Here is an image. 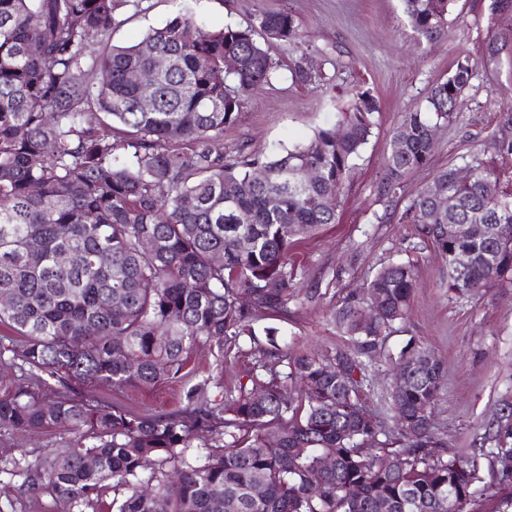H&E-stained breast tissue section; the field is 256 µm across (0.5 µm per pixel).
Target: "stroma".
Wrapping results in <instances>:
<instances>
[{
    "label": "stroma",
    "instance_id": "obj_1",
    "mask_svg": "<svg viewBox=\"0 0 512 512\" xmlns=\"http://www.w3.org/2000/svg\"><path fill=\"white\" fill-rule=\"evenodd\" d=\"M183 8L209 28L247 25L260 10L289 11L298 24L295 39L265 41L276 73L245 96L237 121L214 141L215 150L229 156L244 147L268 154L305 141L316 129L339 125L358 91H370L378 107L335 223L296 247L297 280L301 287L315 289V298L293 306L286 319L259 318L257 329L274 326L280 355H318L346 346V337L331 321L337 300L363 293L383 264L412 263L414 302L372 356L364 384L367 406L379 419L391 421L392 358L408 344L427 348L444 365L433 428L447 439L449 452L469 447L482 436L501 400H512V282L477 296L450 293L447 265L400 216L415 194L446 168L479 163L500 170L503 186L512 188V157L502 158L497 149L500 139H512V41L497 65L479 63L492 34L512 32V16H493L491 0H455L447 41L429 46L405 26L399 0H141L137 9L119 6L122 24L112 42L132 44L145 29L164 24ZM460 55L478 66L456 120L438 127L429 164L412 172L402 191L380 195L393 132L407 112L423 105L428 88L447 77ZM298 65L311 69L310 82L293 81L291 72ZM256 360L246 349L221 361L214 346L201 344L186 370L195 381L212 378L208 396L220 400L226 389L246 380ZM84 395L131 413L159 415L179 407L183 385L99 384Z\"/></svg>",
    "mask_w": 512,
    "mask_h": 512
}]
</instances>
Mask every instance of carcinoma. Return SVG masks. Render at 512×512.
I'll return each instance as SVG.
<instances>
[{
    "mask_svg": "<svg viewBox=\"0 0 512 512\" xmlns=\"http://www.w3.org/2000/svg\"><path fill=\"white\" fill-rule=\"evenodd\" d=\"M401 2L416 38L447 39L455 0ZM118 6L0 0V324L20 336L0 345V365L27 380L0 398V433L75 435L23 465L0 458V496L49 494L62 512H95L110 482L112 512H484L486 497L512 512V469L502 464L512 457V403L480 446L448 455L432 426L442 363L410 346L395 360L407 372L390 392L395 429L364 411L365 359L408 314L410 263L382 266L363 295L340 299L332 320L351 349L277 369L254 327L299 299L292 250L336 223L375 98L355 94L341 135L322 127L291 148L241 149L226 161L210 143L236 122L243 96L271 80L260 39L296 37L293 15L262 10L245 27L206 29L180 10L116 46ZM501 50L492 36L482 63L497 64ZM227 54L237 70H224ZM159 56L171 66L157 70ZM476 67L456 57L424 108L407 113L384 158L382 195L429 163L436 128L455 117ZM133 71L155 86L148 110L137 106ZM476 170L469 181L438 172L402 214L448 264V291L459 296L512 280V192L494 169ZM448 224H494L501 236L476 229L450 241ZM462 252L471 265L460 276ZM243 338L262 359L219 403L206 396L208 379L186 386L182 408L164 416L74 398L98 383L184 381L198 343L222 357ZM199 439L205 453L191 461ZM324 459L332 466L320 473Z\"/></svg>",
    "mask_w": 512,
    "mask_h": 512,
    "instance_id": "1",
    "label": "carcinoma"
}]
</instances>
